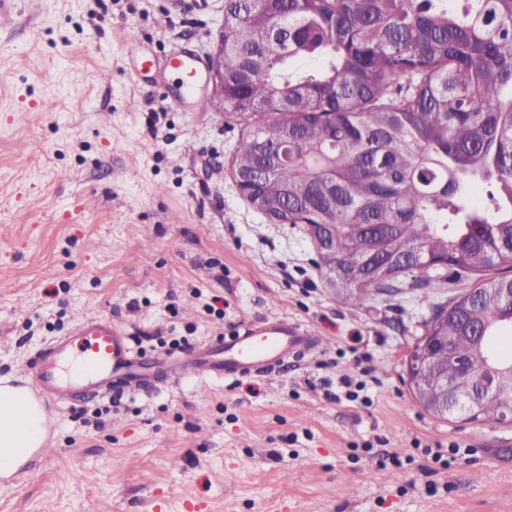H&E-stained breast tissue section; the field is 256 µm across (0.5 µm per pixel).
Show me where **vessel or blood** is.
<instances>
[{"mask_svg": "<svg viewBox=\"0 0 512 512\" xmlns=\"http://www.w3.org/2000/svg\"><path fill=\"white\" fill-rule=\"evenodd\" d=\"M176 77L181 102L189 108L204 106L195 93L201 71L192 59L172 55L166 64ZM319 337L298 324L269 320L246 326L242 333L225 338L223 346H200L187 362H148L134 354L128 337L110 320L86 316L78 320L66 339L40 349L11 379L0 381V390L9 392L30 409L65 407L74 390L107 393L115 389L136 391L158 380L173 383L184 377L221 380L243 375H263L274 371L291 353L311 352Z\"/></svg>", "mask_w": 512, "mask_h": 512, "instance_id": "1", "label": "vessel or blood"}]
</instances>
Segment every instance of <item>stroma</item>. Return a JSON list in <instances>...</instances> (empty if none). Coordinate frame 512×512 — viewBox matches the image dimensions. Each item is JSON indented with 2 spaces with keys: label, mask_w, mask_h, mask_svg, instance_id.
<instances>
[{
  "label": "stroma",
  "mask_w": 512,
  "mask_h": 512,
  "mask_svg": "<svg viewBox=\"0 0 512 512\" xmlns=\"http://www.w3.org/2000/svg\"><path fill=\"white\" fill-rule=\"evenodd\" d=\"M0 30V379L96 313L145 357H186L244 321L324 340L264 377L186 379L54 414L51 450L0 483V512H512V424L441 420L405 366L435 305L477 277L360 305L304 226L239 195L243 124L206 83L182 107L138 50L208 61L224 0H14ZM353 381L341 387L340 377Z\"/></svg>",
  "instance_id": "stroma-1"
}]
</instances>
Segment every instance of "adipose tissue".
<instances>
[{
	"label": "adipose tissue",
	"instance_id": "adipose-tissue-1",
	"mask_svg": "<svg viewBox=\"0 0 512 512\" xmlns=\"http://www.w3.org/2000/svg\"><path fill=\"white\" fill-rule=\"evenodd\" d=\"M44 436L39 418L17 400H0V469H15Z\"/></svg>",
	"mask_w": 512,
	"mask_h": 512
}]
</instances>
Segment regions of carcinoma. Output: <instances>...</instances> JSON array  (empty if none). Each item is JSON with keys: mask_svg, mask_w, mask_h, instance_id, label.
Here are the masks:
<instances>
[{"mask_svg": "<svg viewBox=\"0 0 512 512\" xmlns=\"http://www.w3.org/2000/svg\"><path fill=\"white\" fill-rule=\"evenodd\" d=\"M223 38L224 116L265 117L233 161L262 156L271 171L239 188L271 224L331 225L325 263L345 300L440 287L439 272L393 261L417 250L470 273L495 265L492 249L512 259V0H224ZM508 282H482L427 323L455 355L499 368L482 424L512 399V310L488 295ZM473 321L487 324L481 342Z\"/></svg>", "mask_w": 512, "mask_h": 512, "instance_id": "cac0c4a2", "label": "carcinoma"}]
</instances>
